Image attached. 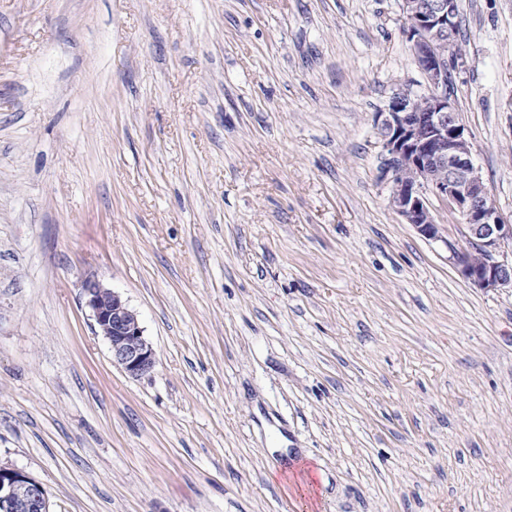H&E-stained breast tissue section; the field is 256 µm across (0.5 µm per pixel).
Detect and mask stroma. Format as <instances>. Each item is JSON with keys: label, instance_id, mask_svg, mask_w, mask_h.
Masks as SVG:
<instances>
[{"label": "stroma", "instance_id": "obj_1", "mask_svg": "<svg viewBox=\"0 0 512 512\" xmlns=\"http://www.w3.org/2000/svg\"><path fill=\"white\" fill-rule=\"evenodd\" d=\"M458 7L512 223V0ZM400 90V0H0V465L51 512H512V289L457 274L446 205L440 243L389 206ZM83 291L98 332L110 345L112 363L131 378L151 374L156 366V354L137 314L118 293L98 279L88 278Z\"/></svg>", "mask_w": 512, "mask_h": 512}]
</instances>
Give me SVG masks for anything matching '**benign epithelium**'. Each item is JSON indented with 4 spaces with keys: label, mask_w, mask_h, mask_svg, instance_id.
I'll return each instance as SVG.
<instances>
[{
    "label": "benign epithelium",
    "mask_w": 512,
    "mask_h": 512,
    "mask_svg": "<svg viewBox=\"0 0 512 512\" xmlns=\"http://www.w3.org/2000/svg\"><path fill=\"white\" fill-rule=\"evenodd\" d=\"M408 37L430 92L395 93L378 113L382 149L390 167L389 202L423 237L443 240L429 197L446 203L466 227L468 246L447 245L460 277L485 290L512 288V262L496 259L512 244L506 223L479 175L472 146L450 95L451 69L463 63L448 34L458 23V0H401ZM98 332L110 345L112 364L131 378L151 374L156 354L137 314L122 297L95 278L83 285ZM22 500L27 512H49L47 492L23 472L0 466V512H13Z\"/></svg>",
    "instance_id": "obj_1"
}]
</instances>
